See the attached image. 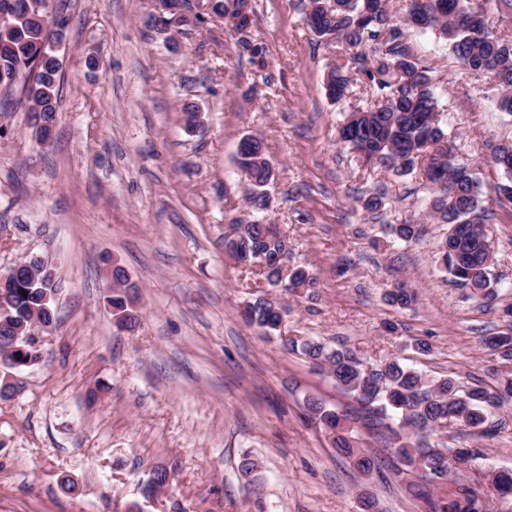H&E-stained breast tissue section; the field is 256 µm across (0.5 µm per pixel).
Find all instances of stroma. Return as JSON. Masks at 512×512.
Masks as SVG:
<instances>
[{
    "label": "stroma",
    "mask_w": 512,
    "mask_h": 512,
    "mask_svg": "<svg viewBox=\"0 0 512 512\" xmlns=\"http://www.w3.org/2000/svg\"><path fill=\"white\" fill-rule=\"evenodd\" d=\"M251 5L260 66L201 0H188L201 22L176 35L148 26L153 0H67L51 143H40L25 104L0 113V271L38 254L57 278L43 357L20 367L21 393L0 401V512H361L364 491L382 512H428L375 433L358 429L382 462L364 477L310 420L311 398L359 404L287 338L351 349L369 366L398 357L465 389L512 376V361L486 343L512 332V204L498 196L506 176L492 157L512 142V114L494 85L433 33L404 28L431 71L455 155L481 183L499 292L489 303L439 266L448 226L429 214L425 177L363 165L339 141L344 111L370 101L326 95L325 67L348 46L315 36L309 0ZM188 102L200 111L194 131ZM245 135L263 139L274 166L263 215L314 289L268 287L224 249L235 224L256 216L236 163ZM366 191L381 195L378 213L360 206ZM405 222L423 235L397 239L391 227ZM107 256L138 286L135 331H118L104 302ZM400 281L416 293L411 307L386 298ZM260 292L284 305L283 335L244 321ZM493 418L506 427L490 438L449 425L444 444L482 451L454 482L482 490L488 473L512 468V402ZM246 458L257 464L249 473ZM159 467L171 485L145 496ZM64 476L75 492L60 488Z\"/></svg>",
    "instance_id": "stroma-1"
}]
</instances>
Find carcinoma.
<instances>
[{
  "label": "carcinoma",
  "mask_w": 512,
  "mask_h": 512,
  "mask_svg": "<svg viewBox=\"0 0 512 512\" xmlns=\"http://www.w3.org/2000/svg\"><path fill=\"white\" fill-rule=\"evenodd\" d=\"M22 8L24 19L9 29L0 28V86L9 85L8 78L28 66H38L34 79L25 86L24 95L28 116H38L42 124L35 126L40 138L51 139L55 125L60 80V61L44 42L59 40V32L45 37L44 28L61 19L62 13L47 14L42 0H14ZM240 0H214L212 10L223 12L225 23L239 35L238 42L251 61L263 62L262 48L254 43L248 30V19L238 18ZM411 0L405 13V24L416 30L432 31L446 40L452 53L465 70L472 75L488 77L498 89V103L502 110L512 112V30L498 32L490 29L486 9L473 8L470 0H431L440 6L441 14ZM309 15L320 22L310 26L312 32L324 40L346 42L361 47L374 42L373 54L358 52L345 62H333L324 75L327 97L339 103L353 96L355 88H371L375 101L364 108L346 113L339 131L341 141L359 157L378 155L387 159L384 167L402 169L408 173L423 169L428 182L445 179L453 193L446 198L432 196L430 209L446 224L461 228L447 236L440 246L441 264L457 285L467 288L475 296L496 300L498 290L490 277L492 261L488 256L489 237L484 224L487 216L480 205L481 185L474 169L459 162L453 150L446 157L431 161L424 159L429 146H436L448 133L442 126L439 100L430 70L422 65L403 42V32L390 13L388 0H311ZM495 164L507 176L498 192L512 202V143L499 145L493 154ZM240 169L254 188L250 198L256 211L267 208L266 196L260 188L272 177V168L265 154V146L258 139L248 147L246 159H237ZM392 232L403 241L419 238L421 224H395ZM232 255L247 265L261 253L271 258L262 272L271 286L283 282L282 259L288 254V243L271 225L260 222L239 224L234 237L225 241ZM115 288L106 296L112 316L127 328H136L139 315L135 310L137 285L130 282L126 271L112 269ZM314 277L302 268L288 270V288H311ZM388 301L402 308L415 301V292L404 283L387 293ZM40 307L37 290L25 285L11 293L9 328L29 324L34 309ZM246 322L265 335L277 331L281 314L263 295L255 296L243 310ZM489 347L512 360V334L491 336ZM291 351L303 356L313 366L328 371L336 386L353 395L361 408L358 412L341 413L320 402L310 400L308 412L331 437L333 446L348 457L363 476L376 469V457L361 446L354 435L353 423L363 418L367 425L385 439L392 458L415 476L409 483L412 492L426 495L424 485L438 479L450 480L454 470L471 465L479 452L475 448H447L434 444L430 436L451 422L480 436H495L502 431V423L489 420V413L500 409L512 399V380L505 388L489 390L476 385L462 389L455 378L429 379L416 369L391 359L365 370L358 356L349 349H330L310 339L288 342ZM488 489L476 490L460 484L455 494L441 505L428 499L430 512H487L489 500L512 503V472L498 471L488 475Z\"/></svg>",
  "instance_id": "cac0c4a2"
}]
</instances>
